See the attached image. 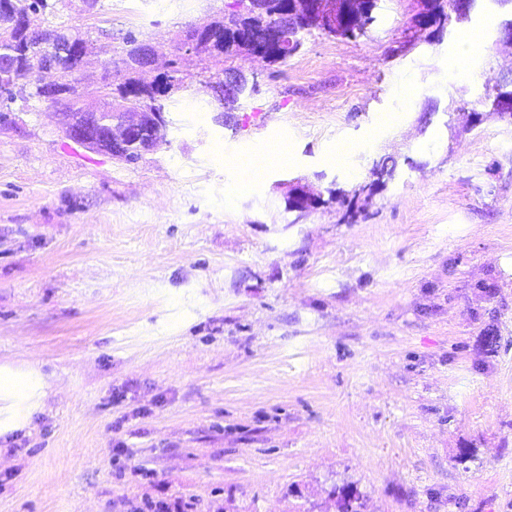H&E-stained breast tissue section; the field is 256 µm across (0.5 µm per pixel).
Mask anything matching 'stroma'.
I'll use <instances>...</instances> for the list:
<instances>
[{"label": "stroma", "instance_id": "35a3bbf8", "mask_svg": "<svg viewBox=\"0 0 512 512\" xmlns=\"http://www.w3.org/2000/svg\"><path fill=\"white\" fill-rule=\"evenodd\" d=\"M226 0H49L41 28L98 48L74 87L123 80L128 37L170 52ZM383 0L366 36L312 31L286 62L187 56L165 138L134 164L67 137L29 95L0 123V512H512V10L419 30ZM470 70L449 68L463 32ZM480 121H473L472 111ZM270 142L292 162L255 178ZM344 162L330 160L339 145ZM398 161L371 195L372 168ZM358 193L294 220L292 183ZM511 89L508 88V83L504 84H496L493 88L494 94L491 96L488 95V103H485L487 107H489L488 112H497V114L501 116H505L506 113H510L512 117V82H510ZM503 102L502 99L507 97ZM493 97L491 101L489 98ZM505 110H510V112H504ZM0 389L6 394L31 399L35 389L30 376L10 371H0Z\"/></svg>", "mask_w": 512, "mask_h": 512}]
</instances>
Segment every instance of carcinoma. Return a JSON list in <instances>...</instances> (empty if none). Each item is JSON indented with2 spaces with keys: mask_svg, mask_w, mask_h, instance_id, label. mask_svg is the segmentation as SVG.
I'll return each instance as SVG.
<instances>
[{
  "mask_svg": "<svg viewBox=\"0 0 512 512\" xmlns=\"http://www.w3.org/2000/svg\"><path fill=\"white\" fill-rule=\"evenodd\" d=\"M267 9L264 12L248 16H222L207 23L198 30L194 27L185 31L186 40L203 44L202 56L216 63H232L251 52L250 44L265 39L270 24L278 15L288 14L294 9V0H264ZM472 0H425L422 10L416 18L417 25L426 29L440 30L448 23V12H453L459 21L469 17ZM26 35L15 21V10L11 0H0V104L12 103L22 98L31 87L41 96V87L35 86L30 72L44 66L43 58L31 60L23 54ZM125 65L127 77L117 89V96L103 106L93 109L80 96H75L66 107L68 112H91L97 110L102 118L109 122H119L128 112L165 113V100L178 81L180 58L171 59L170 70L150 81L143 78L146 72L145 43L131 37L127 40ZM493 99L486 103L489 111L501 116L512 111V89L508 84H497L493 88ZM397 161L392 156H384L374 164L373 181L360 188V191H373V187L385 183L394 176ZM286 206L292 210L316 209L327 204L318 196L312 198L298 193L285 199ZM338 512H361L363 503L354 489L346 496H338Z\"/></svg>",
  "mask_w": 512,
  "mask_h": 512,
  "instance_id": "cac0c4a2",
  "label": "carcinoma"
}]
</instances>
